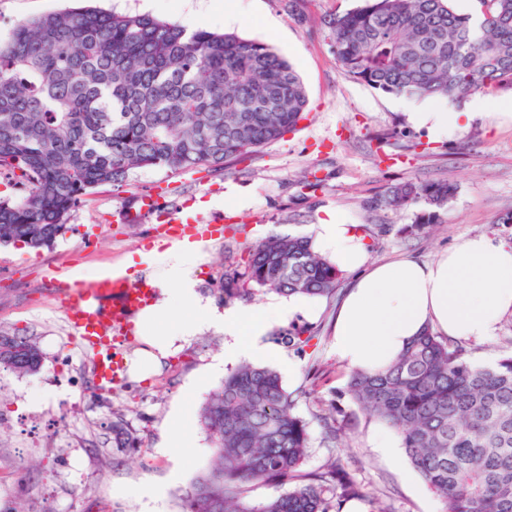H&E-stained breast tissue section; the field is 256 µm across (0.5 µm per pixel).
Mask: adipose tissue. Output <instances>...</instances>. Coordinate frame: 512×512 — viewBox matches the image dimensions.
<instances>
[{
  "label": "adipose tissue",
  "mask_w": 512,
  "mask_h": 512,
  "mask_svg": "<svg viewBox=\"0 0 512 512\" xmlns=\"http://www.w3.org/2000/svg\"><path fill=\"white\" fill-rule=\"evenodd\" d=\"M313 244L353 275L336 317L334 341L346 368H386L427 328L458 342H483L512 314V246L491 237L463 238L429 261L369 262L361 236L342 222L315 225ZM203 256L202 244L187 242L160 253L153 284L190 308L192 318L184 320L155 304L144 308L135 321L137 346L126 360L131 379L156 375L206 329L223 331L225 362L270 356L265 336L288 317L290 306L213 308L195 288Z\"/></svg>",
  "instance_id": "1"
}]
</instances>
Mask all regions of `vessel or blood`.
Listing matches in <instances>:
<instances>
[{
	"mask_svg": "<svg viewBox=\"0 0 512 512\" xmlns=\"http://www.w3.org/2000/svg\"><path fill=\"white\" fill-rule=\"evenodd\" d=\"M170 236L178 241L207 242L220 237L219 221L174 210L167 214ZM43 278L55 290L59 307L74 327L82 347L95 356L94 375L99 390H111L124 376L121 352L133 330L138 312L151 305L157 290L119 269H107L95 279H80L69 268L50 266Z\"/></svg>",
	"mask_w": 512,
	"mask_h": 512,
	"instance_id": "vessel-or-blood-1",
	"label": "vessel or blood"
}]
</instances>
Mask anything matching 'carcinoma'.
Instances as JSON below:
<instances>
[{"label": "carcinoma", "instance_id": "1", "mask_svg": "<svg viewBox=\"0 0 512 512\" xmlns=\"http://www.w3.org/2000/svg\"><path fill=\"white\" fill-rule=\"evenodd\" d=\"M453 0H365L329 21L336 63L386 94L459 103L477 90L512 87V0H480L478 17ZM306 89L273 47L232 33L188 32L147 14L65 9L15 26L0 39V177L19 195L0 199V245L52 246L84 196L121 184L133 169L226 165L282 138L305 118ZM457 193L451 180L407 181L385 204L419 207L417 224L442 222ZM341 270L312 237L273 234L244 247L224 269L226 304L259 294L324 297ZM307 330L278 339L306 345ZM15 361L37 372L39 346L0 330ZM359 408L392 428L444 512H512V356L493 367L469 362L431 330L388 369L350 374ZM269 367L239 364L199 409L212 456L193 480L185 512H339L361 496L333 458L308 481V423ZM118 448L137 438L112 423ZM292 488L258 506L244 487Z\"/></svg>", "mask_w": 512, "mask_h": 512}]
</instances>
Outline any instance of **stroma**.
Masks as SVG:
<instances>
[{"instance_id": "stroma-1", "label": "stroma", "mask_w": 512, "mask_h": 512, "mask_svg": "<svg viewBox=\"0 0 512 512\" xmlns=\"http://www.w3.org/2000/svg\"><path fill=\"white\" fill-rule=\"evenodd\" d=\"M217 2L0 0V38L18 23L68 8L148 14L182 26L205 17L208 31L269 44L285 57L306 88L309 110L296 131L224 171L141 168L122 187L96 189L72 212L69 231L52 247L0 246V329L32 338L43 353L36 374L0 370V408L12 417L0 425V512H184L190 485L209 460L211 444L198 412L228 372L223 332H200L148 380L128 378L96 393L93 357L43 278L49 265L71 266L91 278L126 258L168 247L156 215L134 224L120 221L139 195L158 194L159 212L183 206L206 220L223 216L224 236L208 243L196 272L199 294L211 300L214 279L239 260L245 244L276 233L307 234L332 217L356 225L374 261L425 260L478 234L512 244V117L503 113L511 89L488 93L485 114L465 128L437 133L408 115L448 111L447 100L413 99L404 107L397 96L350 78L337 65L325 21L361 0H304L299 16L289 12L288 0H240L232 20ZM409 179L456 182V198L442 223L419 224L414 209L384 206L387 189ZM351 281L343 273L334 294L309 300L290 315L286 326L308 328L312 339L302 348L274 343L267 361L288 390L303 391L296 412L308 422L312 441L302 471L319 474L335 452L361 486L364 512L382 504L392 512H443L405 453L389 456L372 447L370 436L381 424L346 391L349 371L332 342L336 311ZM330 411L348 426L335 449L324 442L319 421ZM118 418L140 448L114 447L112 422ZM174 419L186 430L189 446L170 454L160 442ZM148 478L160 487V500L115 493Z\"/></svg>"}]
</instances>
